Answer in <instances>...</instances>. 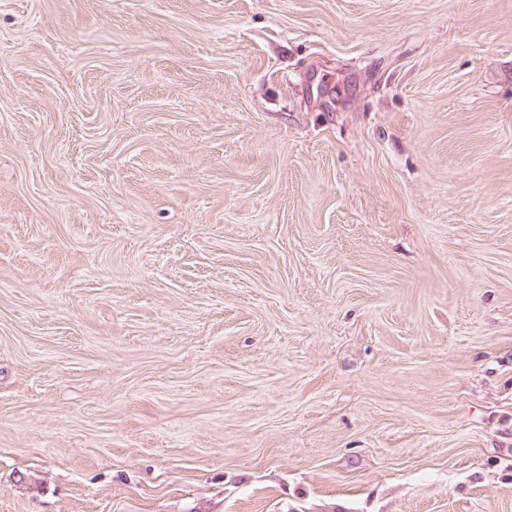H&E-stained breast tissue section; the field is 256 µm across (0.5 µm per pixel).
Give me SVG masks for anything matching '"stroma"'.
<instances>
[{"label": "stroma", "mask_w": 512, "mask_h": 512, "mask_svg": "<svg viewBox=\"0 0 512 512\" xmlns=\"http://www.w3.org/2000/svg\"><path fill=\"white\" fill-rule=\"evenodd\" d=\"M0 512H512V0H0Z\"/></svg>", "instance_id": "1"}]
</instances>
